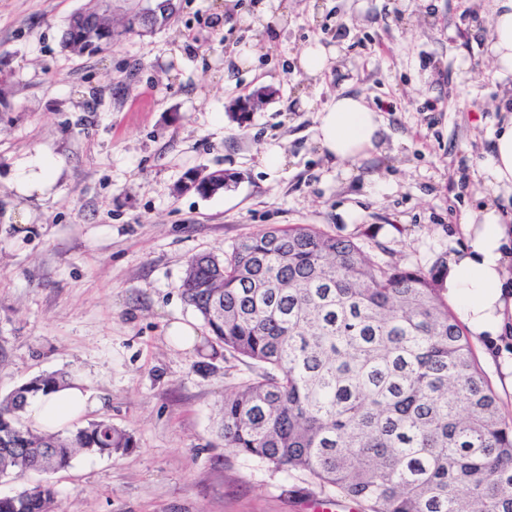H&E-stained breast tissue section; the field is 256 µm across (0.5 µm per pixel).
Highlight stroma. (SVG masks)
<instances>
[{
  "label": "stroma",
  "instance_id": "obj_1",
  "mask_svg": "<svg viewBox=\"0 0 512 512\" xmlns=\"http://www.w3.org/2000/svg\"><path fill=\"white\" fill-rule=\"evenodd\" d=\"M260 2L175 0L165 27L127 35L146 0H112L120 42L78 55L61 35L95 0H0V397L81 374L103 403L76 426L108 420L135 441L52 473L61 512H316L305 476L224 446V391L250 371L211 348L184 303L192 255L314 224L373 261L428 270L464 245L467 214L491 203L512 216V197L487 195L480 174L512 119V79L491 76L493 0H281L284 18ZM313 43L337 53L314 79L299 64ZM263 89L272 98L237 122L236 100ZM338 92L383 120L376 150L352 162L315 139ZM39 161L52 184L18 194ZM215 170L232 177L223 191L188 188ZM177 321L198 329L193 350L168 338ZM506 329L471 342L512 412Z\"/></svg>",
  "mask_w": 512,
  "mask_h": 512
}]
</instances>
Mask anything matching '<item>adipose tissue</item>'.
<instances>
[{"label":"adipose tissue","mask_w":512,"mask_h":512,"mask_svg":"<svg viewBox=\"0 0 512 512\" xmlns=\"http://www.w3.org/2000/svg\"><path fill=\"white\" fill-rule=\"evenodd\" d=\"M498 2L491 16V39L493 75L501 78L512 75V0ZM317 121L316 140L322 152L339 162L373 149L382 125L378 112L362 97L341 93L331 97ZM482 174L492 195L512 194V123L494 135ZM461 230L466 246L448 260V295L456 301L458 317L470 333L492 340L501 334L507 312H512V296L505 289L512 230L492 206L468 216ZM99 403L95 392L78 378L71 386L31 398L25 418L39 431H61Z\"/></svg>","instance_id":"obj_1"}]
</instances>
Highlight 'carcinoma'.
<instances>
[{
    "label": "carcinoma",
    "instance_id": "carcinoma-1",
    "mask_svg": "<svg viewBox=\"0 0 512 512\" xmlns=\"http://www.w3.org/2000/svg\"><path fill=\"white\" fill-rule=\"evenodd\" d=\"M119 33L72 26L62 47L95 54ZM448 260L427 271L371 261L315 224L268 225L219 256H192L181 296L211 342L255 365L226 389L224 447L362 512H512V414L448 310ZM40 375L0 399V478L51 474L80 453L118 454L106 420L60 433L23 423ZM49 480L0 496V512H54Z\"/></svg>",
    "mask_w": 512,
    "mask_h": 512
}]
</instances>
